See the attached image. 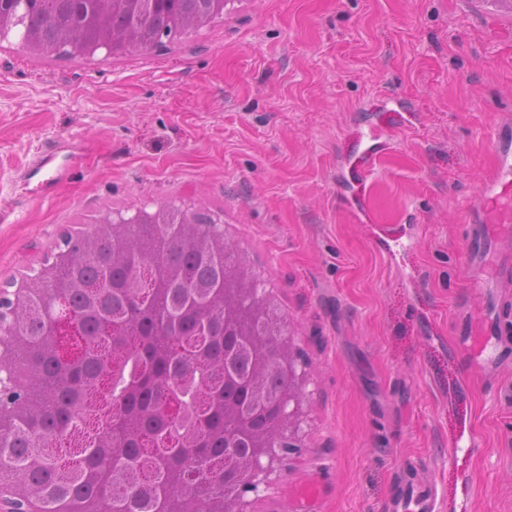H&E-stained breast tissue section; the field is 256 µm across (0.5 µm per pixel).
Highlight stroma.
I'll list each match as a JSON object with an SVG mask.
<instances>
[{
  "instance_id": "35a3bbf8",
  "label": "stroma",
  "mask_w": 512,
  "mask_h": 512,
  "mask_svg": "<svg viewBox=\"0 0 512 512\" xmlns=\"http://www.w3.org/2000/svg\"><path fill=\"white\" fill-rule=\"evenodd\" d=\"M511 115L512 17L483 0H228L166 46L75 59L9 34L0 286L104 217L209 213L297 358V446L246 512H388L404 470L512 512V228L467 246Z\"/></svg>"
}]
</instances>
